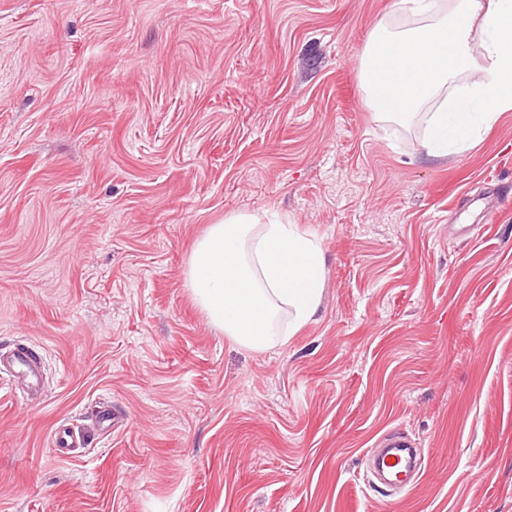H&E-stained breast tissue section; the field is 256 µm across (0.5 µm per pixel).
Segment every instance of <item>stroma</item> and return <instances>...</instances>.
<instances>
[{"instance_id":"1","label":"stroma","mask_w":512,"mask_h":512,"mask_svg":"<svg viewBox=\"0 0 512 512\" xmlns=\"http://www.w3.org/2000/svg\"><path fill=\"white\" fill-rule=\"evenodd\" d=\"M393 3L0 0V354L41 362L34 396L0 365V512H512V111L440 158L378 121ZM263 211L326 271L253 351L185 277ZM393 430L424 452L402 490L365 468ZM84 440L76 435L75 430L68 425L57 427L53 435V450L60 457H74Z\"/></svg>"}]
</instances>
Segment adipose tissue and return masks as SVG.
I'll return each mask as SVG.
<instances>
[{
	"mask_svg": "<svg viewBox=\"0 0 512 512\" xmlns=\"http://www.w3.org/2000/svg\"><path fill=\"white\" fill-rule=\"evenodd\" d=\"M405 25L378 23L362 54L368 105L406 122L426 103L428 155L468 149L512 110V0H395ZM323 250L268 213L212 225L190 256L186 286L212 325L242 347L287 343L322 301Z\"/></svg>",
	"mask_w": 512,
	"mask_h": 512,
	"instance_id": "obj_1",
	"label": "adipose tissue"
}]
</instances>
